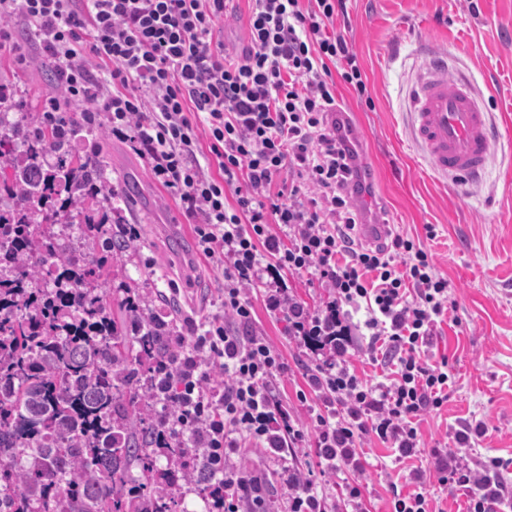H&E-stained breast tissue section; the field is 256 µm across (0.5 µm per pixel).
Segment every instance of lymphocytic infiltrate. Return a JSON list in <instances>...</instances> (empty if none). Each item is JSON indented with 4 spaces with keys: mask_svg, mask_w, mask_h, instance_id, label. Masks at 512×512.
I'll return each instance as SVG.
<instances>
[{
    "mask_svg": "<svg viewBox=\"0 0 512 512\" xmlns=\"http://www.w3.org/2000/svg\"><path fill=\"white\" fill-rule=\"evenodd\" d=\"M249 3L248 43L237 50L222 39L225 0H0V54L17 53L11 24L21 22L54 68L44 111L88 104V116L148 161L154 180L179 200L198 250L224 269L230 322H209L175 366L159 368L174 374L178 403L160 439L205 450L215 478L211 512H368L359 453L368 435L398 459L426 457L409 470L406 491L394 492L391 512H432L433 477L463 491L464 512H497L506 500L499 461L425 449L419 431L421 415L448 400L447 372L421 357L448 311L447 279L412 238L357 241L361 173L335 82L360 97L367 87L333 29L345 0ZM198 122L217 173L200 162ZM306 275L329 289L322 306L295 294L290 277ZM253 288L311 353L307 389L297 394L318 403L309 422L276 395L287 366L250 326ZM354 350L388 369V380H362ZM212 355L224 360L218 394L199 371ZM309 441L316 468L287 462ZM250 442L282 460L280 499L266 501L260 479L235 466ZM319 470L344 474L336 502L318 491Z\"/></svg>",
    "mask_w": 512,
    "mask_h": 512,
    "instance_id": "lymphocytic-infiltrate-1",
    "label": "lymphocytic infiltrate"
}]
</instances>
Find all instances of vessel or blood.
<instances>
[{
    "label": "vessel or blood",
    "mask_w": 512,
    "mask_h": 512,
    "mask_svg": "<svg viewBox=\"0 0 512 512\" xmlns=\"http://www.w3.org/2000/svg\"><path fill=\"white\" fill-rule=\"evenodd\" d=\"M413 136L443 174L481 175L491 158V128L469 85L431 67L413 94Z\"/></svg>",
    "instance_id": "b4317fda"
}]
</instances>
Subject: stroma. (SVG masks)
Returning <instances> with one entry per match:
<instances>
[{
    "mask_svg": "<svg viewBox=\"0 0 512 512\" xmlns=\"http://www.w3.org/2000/svg\"><path fill=\"white\" fill-rule=\"evenodd\" d=\"M357 55L368 100L344 82L336 97L368 173L370 209L401 234L421 237L438 273L448 279V311L426 354L447 360L451 383L441 410L422 416L426 448L452 443L456 430L483 421L473 452L502 462L512 490V0H346L334 22ZM444 62L449 78L466 75L493 123V150L477 179L443 176L411 132V99L428 66ZM0 83L22 111L38 112L55 84L43 64L0 58ZM114 201L139 238L113 259L103 287L113 314L127 292L139 293L178 335L192 337L223 317L224 270L204 258L177 200L157 184L145 159L100 133L95 141ZM253 327L288 364L280 377L283 406L300 410L310 363L285 321L270 317L251 294ZM361 477L371 512H389L392 484H403L411 460H396L375 437L363 444Z\"/></svg>",
    "mask_w": 512,
    "mask_h": 512,
    "instance_id": "35a3bbf8",
    "label": "stroma"
}]
</instances>
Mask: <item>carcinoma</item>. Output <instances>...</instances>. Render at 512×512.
Here are the masks:
<instances>
[{"instance_id":"carcinoma-1","label":"carcinoma","mask_w":512,"mask_h":512,"mask_svg":"<svg viewBox=\"0 0 512 512\" xmlns=\"http://www.w3.org/2000/svg\"><path fill=\"white\" fill-rule=\"evenodd\" d=\"M91 135L66 115L32 131L20 115L0 137V197L11 200L0 252L14 269L0 278V502L8 512H177L174 473H159L156 457L178 465L188 449L157 441V421L174 409L151 372L174 364L172 326L136 297L112 316L105 265L79 263L56 228L81 225L86 247H126L99 232L114 223L111 194L87 205L89 184L111 185L100 158L74 150Z\"/></svg>"}]
</instances>
